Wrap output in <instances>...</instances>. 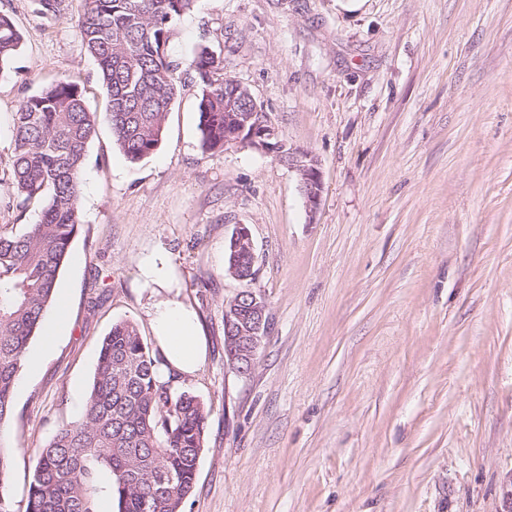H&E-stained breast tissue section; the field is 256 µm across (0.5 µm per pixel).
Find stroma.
I'll return each mask as SVG.
<instances>
[{
    "label": "stroma",
    "instance_id": "stroma-1",
    "mask_svg": "<svg viewBox=\"0 0 512 512\" xmlns=\"http://www.w3.org/2000/svg\"><path fill=\"white\" fill-rule=\"evenodd\" d=\"M0 0L22 43L0 75V174L14 112L67 78L101 117L81 174L82 227L58 278L68 326L19 373L0 427L12 512L36 455L77 423L113 323L156 346L139 277L164 250L207 354L178 390L209 409L185 512H504L512 483V0H196L170 26L179 95L160 147L132 163L76 19ZM220 49L321 200L275 157L199 145L187 62ZM250 231L269 324L251 375L224 364L226 275ZM288 167L297 173L301 189L310 209H315L320 201L322 181L317 159L304 149H288Z\"/></svg>",
    "mask_w": 512,
    "mask_h": 512
}]
</instances>
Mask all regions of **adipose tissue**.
Listing matches in <instances>:
<instances>
[{
  "label": "adipose tissue",
  "mask_w": 512,
  "mask_h": 512,
  "mask_svg": "<svg viewBox=\"0 0 512 512\" xmlns=\"http://www.w3.org/2000/svg\"><path fill=\"white\" fill-rule=\"evenodd\" d=\"M152 323L168 369L194 374L205 360L206 345L193 310L176 299L161 298L152 305Z\"/></svg>",
  "instance_id": "1"
}]
</instances>
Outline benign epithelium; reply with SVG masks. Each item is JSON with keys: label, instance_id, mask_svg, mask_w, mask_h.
Segmentation results:
<instances>
[{"label": "benign epithelium", "instance_id": "benign-epithelium-1", "mask_svg": "<svg viewBox=\"0 0 512 512\" xmlns=\"http://www.w3.org/2000/svg\"><path fill=\"white\" fill-rule=\"evenodd\" d=\"M250 130L247 141L252 149L272 155L276 159L283 157L284 144L278 139V129L271 117L252 126L242 124L241 130ZM288 167L297 173L306 203L312 209L320 201L322 181L317 159L304 149L288 150ZM246 320L233 339L232 351L224 352L226 364L238 375L246 377L251 374L253 360L256 358L266 334L268 325L267 303L264 296L249 290L246 301Z\"/></svg>", "mask_w": 512, "mask_h": 512}]
</instances>
